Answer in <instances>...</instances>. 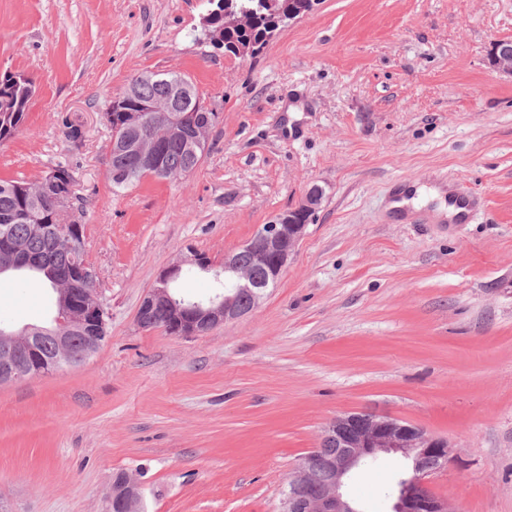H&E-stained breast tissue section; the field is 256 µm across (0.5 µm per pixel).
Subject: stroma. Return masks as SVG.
<instances>
[{
  "label": "stroma",
  "instance_id": "35a3bbf8",
  "mask_svg": "<svg viewBox=\"0 0 512 512\" xmlns=\"http://www.w3.org/2000/svg\"><path fill=\"white\" fill-rule=\"evenodd\" d=\"M209 0H0V73L33 80L0 180L70 162L110 318L84 363L0 385V497L13 512H105L116 472L144 512H279L326 424L375 412L447 438L430 479L454 512H512V77L489 62L512 0H321L254 55L214 49ZM188 77L218 114L190 174L108 178L113 96ZM79 137H71V126ZM466 192L393 208L402 185ZM324 198L258 307L202 336L140 328L188 251L221 263L311 186ZM40 282L0 281V319L44 324ZM401 454L356 470L390 512Z\"/></svg>",
  "mask_w": 512,
  "mask_h": 512
}]
</instances>
